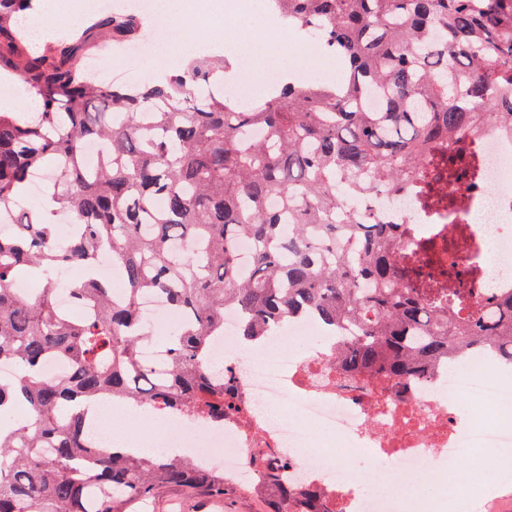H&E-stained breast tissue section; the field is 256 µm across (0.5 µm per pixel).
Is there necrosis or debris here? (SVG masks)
Segmentation results:
<instances>
[{"mask_svg": "<svg viewBox=\"0 0 512 512\" xmlns=\"http://www.w3.org/2000/svg\"><path fill=\"white\" fill-rule=\"evenodd\" d=\"M266 36L290 54L316 63L324 58L319 44L279 14L269 13ZM438 154L448 179L437 185L436 199L406 185L366 198L356 211L383 224L416 225L423 234L431 225L447 226V260L456 275L446 286L465 283L478 301L490 289L512 288V130L498 124L469 130ZM240 323V313L226 309L224 335L213 343L237 377L239 413L220 428L175 418L174 431L150 435V447L186 449L244 484L253 480L256 449H269L270 463L285 469L289 483L315 492L329 512H486L500 487L512 483V459L486 454L512 447V365L493 352L441 363L427 380L398 384L335 368L345 330L329 332L309 317L289 322L282 335L324 338L322 351L303 356L285 346L238 344ZM458 398L468 404L467 415L458 414ZM462 448L471 449L474 466L432 500L405 491L366 495L347 469L351 455L385 456L399 482L414 470L447 467Z\"/></svg>", "mask_w": 512, "mask_h": 512, "instance_id": "1", "label": "necrosis or debris"}]
</instances>
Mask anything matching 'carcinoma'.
<instances>
[{"instance_id":"carcinoma-1","label":"carcinoma","mask_w":512,"mask_h":512,"mask_svg":"<svg viewBox=\"0 0 512 512\" xmlns=\"http://www.w3.org/2000/svg\"><path fill=\"white\" fill-rule=\"evenodd\" d=\"M299 33L342 60L339 83L284 78L252 103L213 80L225 59L194 60L163 78L112 83L82 72L100 44L135 39L143 19L104 12L35 51L19 16L33 0H0V79L19 80L36 112H0V207L53 170L43 196L0 234V512H126L178 486L222 496L231 478L185 456L94 446L80 403L134 402L224 425L235 377L209 357L224 310L242 315L248 346L310 315L354 335L336 366L398 382L425 380L440 361L492 348L512 363V292L485 303L462 287L414 280L394 248L397 224L342 210L405 180L435 178L426 154L495 115L512 125V0H275ZM380 112L364 108L369 91ZM101 154L91 162L90 143ZM78 232L61 240L56 216ZM251 244L243 260L237 244ZM112 252L124 297L99 276ZM84 271L71 288L82 317L61 311L50 274ZM41 277L35 296L12 288ZM162 299L180 325L158 341L160 373L142 358L155 341L145 299ZM61 359L68 371L48 378ZM27 413L17 419L18 410ZM259 451L251 465L267 512H328L288 486Z\"/></svg>"}]
</instances>
